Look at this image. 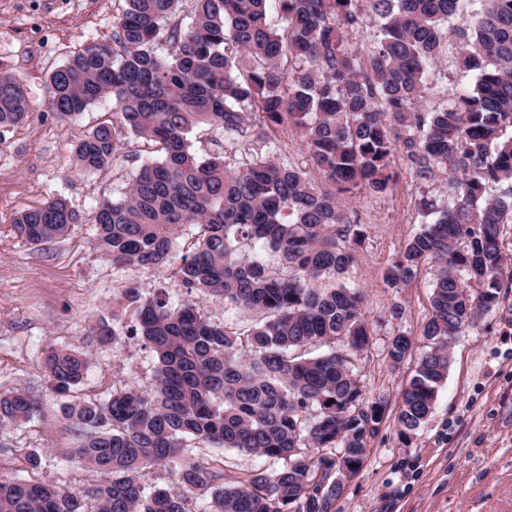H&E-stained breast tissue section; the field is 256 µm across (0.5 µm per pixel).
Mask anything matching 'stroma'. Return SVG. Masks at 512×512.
Instances as JSON below:
<instances>
[{
	"mask_svg": "<svg viewBox=\"0 0 512 512\" xmlns=\"http://www.w3.org/2000/svg\"><path fill=\"white\" fill-rule=\"evenodd\" d=\"M123 0H0V62L23 82L28 119L0 127V394L24 387L40 397L41 413L30 422L0 431V476L44 479L87 492L101 479L72 463L83 433L64 419L62 400L49 390L45 358L55 349L84 350L91 366L72 393L75 401H100L115 385L146 389L153 382L152 352L135 339L100 344L101 319L112 316L121 290L149 296L165 290L172 302L184 296L175 265L122 267L99 250L92 212L104 198L119 197L149 150L117 165L85 172L73 163L74 142L113 120L103 100L69 120L48 108V76L79 47L112 38ZM432 91L423 103L432 111L449 104L474 83L473 72L454 56L442 57ZM205 157L224 153L236 161L258 151L250 138L228 141L222 129L203 125L190 136ZM392 165L399 178L390 192L350 200L348 216L365 239L348 274L364 297L363 317L370 346L354 373L369 400L387 404L385 419L359 472L331 505V512H512V288L501 289L495 307L457 336L452 362L439 388L435 409L408 442L398 437L400 394L428 348L422 334L430 313L432 270L420 267L406 285L393 288L384 273L422 221L421 196H446L444 175L420 179L401 155ZM65 198L79 220L63 238L32 245L18 237L13 219L46 199ZM411 338L412 348L391 364L393 337ZM40 452L31 469L28 457Z\"/></svg>",
	"mask_w": 512,
	"mask_h": 512,
	"instance_id": "stroma-1",
	"label": "stroma"
}]
</instances>
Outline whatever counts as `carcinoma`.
<instances>
[{
	"mask_svg": "<svg viewBox=\"0 0 512 512\" xmlns=\"http://www.w3.org/2000/svg\"><path fill=\"white\" fill-rule=\"evenodd\" d=\"M123 2L112 41L77 49L50 73L48 105L66 119L112 99L116 121L74 146L84 171L127 158L135 140L161 154L141 165L119 199L101 201L93 221L101 250L130 266H163L177 237L190 232L175 271L186 299L123 288L125 306L97 335L104 345L142 340L156 359L151 387L116 386L103 402L61 407L83 431L74 460L102 475L88 493L92 506L49 481L0 478V512H330L336 452L363 464L386 405L366 402L354 375L353 357L371 336L362 294L346 283L361 231L341 198L280 157L279 127L293 122L309 161L342 193L391 191L397 150L421 178L448 172L447 202L421 198L422 216L433 220L385 272L397 287L421 265L433 267L422 330L430 349L397 416L406 437L433 412L451 341L495 305L504 279L512 281L500 240L501 226L512 223V0H479L473 25L447 43L443 30L459 0H277L281 28L267 22L270 0ZM366 11L379 34L361 53L345 36ZM444 49L475 72L474 85L424 112L419 102ZM28 115L23 83L0 64V126ZM201 124L227 138L250 134L266 153L236 165L222 153L201 158L190 141ZM75 223L60 198L14 219L34 245L62 238ZM263 251L277 256V271ZM198 294L253 320L213 322L194 303ZM338 340L342 349L309 355ZM410 347L398 336L388 356L397 364ZM89 366L78 350L49 354L51 389L69 395ZM41 409L24 388L0 394V429ZM211 447L282 465L235 473L198 460L196 450ZM154 468L169 473L167 486L146 487Z\"/></svg>",
	"mask_w": 512,
	"mask_h": 512,
	"instance_id": "obj_1",
	"label": "carcinoma"
}]
</instances>
